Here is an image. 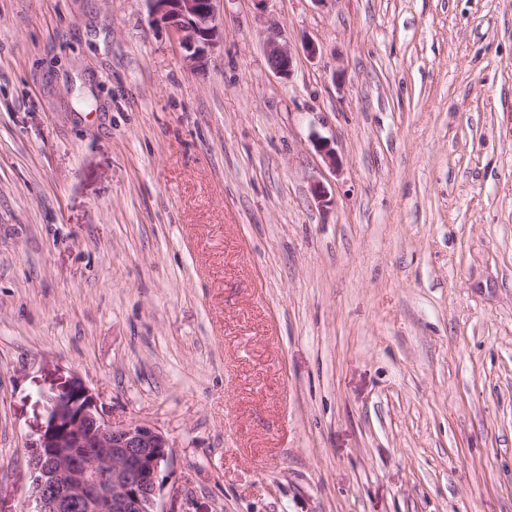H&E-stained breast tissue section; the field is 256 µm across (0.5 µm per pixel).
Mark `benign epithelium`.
<instances>
[{"label": "benign epithelium", "instance_id": "1", "mask_svg": "<svg viewBox=\"0 0 512 512\" xmlns=\"http://www.w3.org/2000/svg\"><path fill=\"white\" fill-rule=\"evenodd\" d=\"M220 0H147L151 23L178 40L183 58L196 68L222 39ZM273 71L291 78L294 57L271 27L264 41ZM315 150L331 168L332 142L318 136ZM36 512H160L159 474L172 460L169 439L139 422L115 424L78 379L61 383L48 397L44 422L28 445Z\"/></svg>", "mask_w": 512, "mask_h": 512}]
</instances>
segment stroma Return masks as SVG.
I'll return each mask as SVG.
<instances>
[{
  "label": "stroma",
  "instance_id": "1",
  "mask_svg": "<svg viewBox=\"0 0 512 512\" xmlns=\"http://www.w3.org/2000/svg\"><path fill=\"white\" fill-rule=\"evenodd\" d=\"M220 21L197 70L146 0H0V512L70 377L161 512H512V0ZM264 46L273 71L281 78L290 79L294 70V57L288 45L281 41L276 27L268 29Z\"/></svg>",
  "mask_w": 512,
  "mask_h": 512
}]
</instances>
